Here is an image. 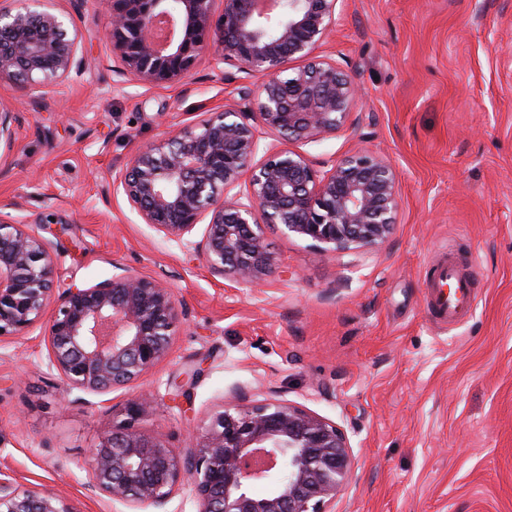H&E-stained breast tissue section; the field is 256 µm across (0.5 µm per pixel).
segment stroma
I'll use <instances>...</instances> for the list:
<instances>
[{
    "instance_id": "obj_1",
    "label": "stroma",
    "mask_w": 512,
    "mask_h": 512,
    "mask_svg": "<svg viewBox=\"0 0 512 512\" xmlns=\"http://www.w3.org/2000/svg\"><path fill=\"white\" fill-rule=\"evenodd\" d=\"M48 6L70 15L86 65L34 89L0 84L14 129L0 216L50 242L62 285L121 267L180 299L170 354L138 383L157 397L141 432L183 451L239 394L281 400L347 431L357 466L337 512H512V0H344L316 53L360 98L344 129L292 149L319 170L359 149L388 158L397 224L380 249L342 257L266 228L280 270L259 287L163 240L113 196L112 176L263 75L204 62L172 84L118 86L98 0ZM48 213L58 223H41ZM445 256L475 283L453 326L425 298ZM45 356L36 332L0 343V472L76 512H116L83 465L126 392H65Z\"/></svg>"
}]
</instances>
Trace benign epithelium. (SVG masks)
I'll return each instance as SVG.
<instances>
[{
  "label": "benign epithelium",
  "instance_id": "obj_1",
  "mask_svg": "<svg viewBox=\"0 0 512 512\" xmlns=\"http://www.w3.org/2000/svg\"><path fill=\"white\" fill-rule=\"evenodd\" d=\"M0 6V83L24 88L80 69L70 18L43 0ZM99 0L118 82L173 83L207 60L265 80L226 107L141 146L112 178L143 223L197 253L212 274L259 286L278 267L263 226L337 257L383 246L399 208L392 162L367 151L325 171L282 144L346 126L358 89L336 62L313 55L336 26L340 0ZM304 64L286 72L285 64ZM276 142L261 144L259 129ZM204 225L200 239L196 228ZM180 302L163 281L126 269L88 288H58L48 243L0 218V342L45 324L47 365L68 391L133 388L167 358ZM154 398L131 393L123 419L90 452L88 486L129 512H168L189 480L196 512H336L356 458L347 432L300 406L226 405L181 453L137 428ZM264 482V495L252 486ZM0 512H75L55 491L19 490L0 477Z\"/></svg>",
  "mask_w": 512,
  "mask_h": 512
}]
</instances>
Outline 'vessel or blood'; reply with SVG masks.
Here are the masks:
<instances>
[{"label": "vessel or blood", "mask_w": 512, "mask_h": 512, "mask_svg": "<svg viewBox=\"0 0 512 512\" xmlns=\"http://www.w3.org/2000/svg\"><path fill=\"white\" fill-rule=\"evenodd\" d=\"M426 290L434 317L448 324L468 312L475 299L470 272L449 259L439 262Z\"/></svg>", "instance_id": "vessel-or-blood-1"}]
</instances>
